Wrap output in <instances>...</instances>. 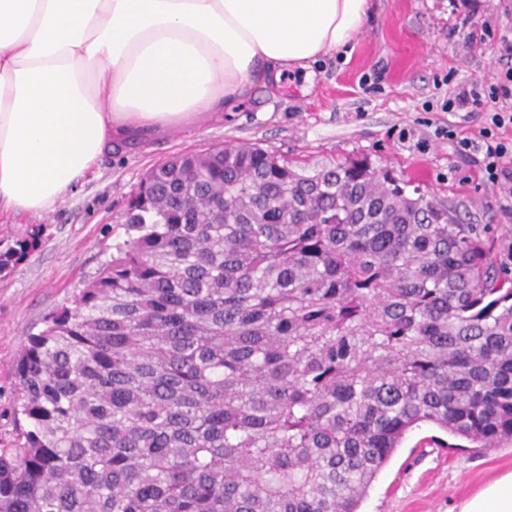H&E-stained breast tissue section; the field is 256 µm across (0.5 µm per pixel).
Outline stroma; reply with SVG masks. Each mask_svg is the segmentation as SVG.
Here are the masks:
<instances>
[{
	"label": "stroma",
	"mask_w": 512,
	"mask_h": 512,
	"mask_svg": "<svg viewBox=\"0 0 512 512\" xmlns=\"http://www.w3.org/2000/svg\"><path fill=\"white\" fill-rule=\"evenodd\" d=\"M492 35L512 30V0H372V14L350 54L315 64L312 83L285 75L286 93L256 94L217 123L181 126L106 153L94 173L43 217L0 212V244L33 227L42 244L0 275V443L10 444L15 358L43 318L68 305L126 238L127 202L144 173L176 154L219 144L259 145L309 169L349 157L420 187L487 232L498 266L512 278V182H486L478 164L487 112L445 110L458 87L496 71ZM445 128L473 140L460 157ZM439 431H412L383 468L361 512H458L484 484L512 471V445L456 450L431 445Z\"/></svg>",
	"instance_id": "35a3bbf8"
}]
</instances>
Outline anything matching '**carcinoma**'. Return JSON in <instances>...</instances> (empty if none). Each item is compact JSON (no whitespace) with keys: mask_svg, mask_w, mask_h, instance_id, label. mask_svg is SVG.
<instances>
[{"mask_svg":"<svg viewBox=\"0 0 512 512\" xmlns=\"http://www.w3.org/2000/svg\"><path fill=\"white\" fill-rule=\"evenodd\" d=\"M125 227L16 359L0 512H359L422 424L512 444V280L368 158L177 155Z\"/></svg>","mask_w":512,"mask_h":512,"instance_id":"cac0c4a2","label":"carcinoma"}]
</instances>
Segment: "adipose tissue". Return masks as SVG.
<instances>
[{
  "label": "adipose tissue",
  "instance_id": "obj_1",
  "mask_svg": "<svg viewBox=\"0 0 512 512\" xmlns=\"http://www.w3.org/2000/svg\"><path fill=\"white\" fill-rule=\"evenodd\" d=\"M370 14V0H0V210L50 212L114 144L313 77ZM459 512H512V472Z\"/></svg>",
  "mask_w": 512,
  "mask_h": 512
}]
</instances>
